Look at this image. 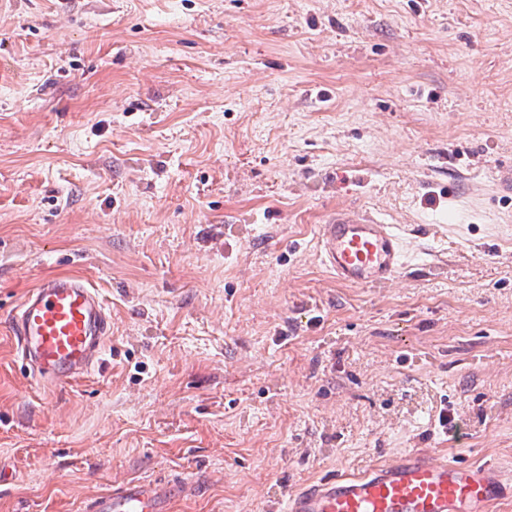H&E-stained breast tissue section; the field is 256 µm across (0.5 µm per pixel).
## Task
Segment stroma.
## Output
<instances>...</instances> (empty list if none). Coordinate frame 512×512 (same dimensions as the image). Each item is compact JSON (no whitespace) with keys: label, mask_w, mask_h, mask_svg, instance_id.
<instances>
[{"label":"stroma","mask_w":512,"mask_h":512,"mask_svg":"<svg viewBox=\"0 0 512 512\" xmlns=\"http://www.w3.org/2000/svg\"><path fill=\"white\" fill-rule=\"evenodd\" d=\"M512 0H0V512H171L425 449L512 470ZM406 239L341 284L318 224ZM75 273L101 366L33 384L10 317ZM322 263L342 284L376 287L393 281L404 262V245L392 224H377L363 212L341 209L319 224ZM174 486L159 481H130L98 496L92 512H169L178 495Z\"/></svg>","instance_id":"stroma-1"}]
</instances>
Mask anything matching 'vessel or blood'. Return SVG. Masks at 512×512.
Listing matches in <instances>:
<instances>
[{"label":"vessel or blood","mask_w":512,"mask_h":512,"mask_svg":"<svg viewBox=\"0 0 512 512\" xmlns=\"http://www.w3.org/2000/svg\"><path fill=\"white\" fill-rule=\"evenodd\" d=\"M322 263L347 285L393 281L404 262L400 233L363 212L341 209L319 225ZM16 354L32 379L57 388L100 365L111 334L97 290L82 276L53 274L24 295L11 316ZM512 493V476L492 461L462 464L411 451L357 475H339L288 495L286 512H492ZM174 486L130 481L98 496L91 512H170Z\"/></svg>","instance_id":"vessel-or-blood-1"}]
</instances>
